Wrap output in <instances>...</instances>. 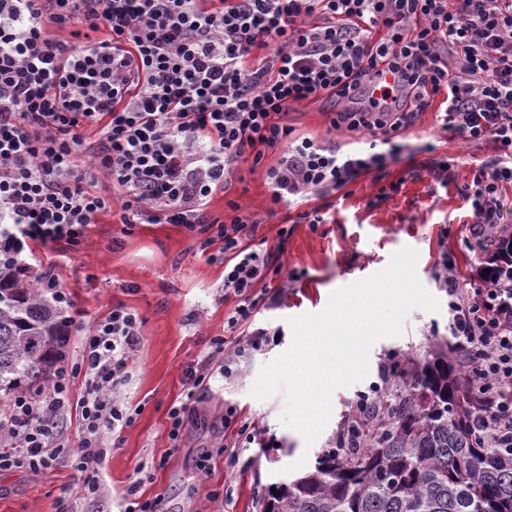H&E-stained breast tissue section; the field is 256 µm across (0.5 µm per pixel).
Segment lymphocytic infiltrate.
Listing matches in <instances>:
<instances>
[{
  "mask_svg": "<svg viewBox=\"0 0 512 512\" xmlns=\"http://www.w3.org/2000/svg\"><path fill=\"white\" fill-rule=\"evenodd\" d=\"M385 73L392 82L378 83ZM438 97L442 129L496 151L470 196L469 233L482 240L501 226L512 185V0H0V266L38 269L36 290L81 334L77 359L61 357L39 392L0 405V471L39 474L64 458L83 494L96 495L113 437L140 413L112 397L139 315L117 304L84 325L44 251L82 244L115 205L126 229L178 224L201 235L234 302L227 337L212 341L220 374L233 378L265 341L257 315L277 304L257 285L284 288L298 273L280 248L255 246L258 223L236 201L211 218L212 198L239 164H260L279 144L266 171L272 207L341 190L397 158L400 136ZM302 102L337 108L331 128L368 132L367 148L343 153L294 137L288 112ZM437 279L476 400L475 432L510 448L512 283L463 287L444 260ZM210 377L205 364L185 370V399L168 413L172 441ZM403 386L388 376L370 384L353 406L359 437L337 435V453L385 426L384 399Z\"/></svg>",
  "mask_w": 512,
  "mask_h": 512,
  "instance_id": "lymphocytic-infiltrate-1",
  "label": "lymphocytic infiltrate"
}]
</instances>
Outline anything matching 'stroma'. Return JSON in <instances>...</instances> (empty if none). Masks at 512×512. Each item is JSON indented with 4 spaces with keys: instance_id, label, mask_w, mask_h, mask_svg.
Segmentation results:
<instances>
[{
    "instance_id": "obj_1",
    "label": "stroma",
    "mask_w": 512,
    "mask_h": 512,
    "mask_svg": "<svg viewBox=\"0 0 512 512\" xmlns=\"http://www.w3.org/2000/svg\"><path fill=\"white\" fill-rule=\"evenodd\" d=\"M323 104L297 105L288 114L296 135L313 137L344 151L358 148L356 132L332 130ZM399 160L374 169L310 204L326 213L325 224L292 225L281 256L300 272L263 311L257 326L274 330L260 351L242 362L231 379L213 375L195 405L179 443L169 438L168 411L184 398L183 374L211 351L224 334L231 308L222 287L224 269L202 256L196 237L177 224H139L123 232L119 210L101 214L86 242L65 255L50 252L61 287L71 294L84 322L111 305L134 308L142 320L140 343L130 374L116 391L120 402L139 408L135 423L120 435L100 471L101 492L87 498L66 460L45 473L0 471V512H57L68 500L73 512H121L131 483L159 499L160 512H265L281 471L299 458L315 462L331 447L352 413L358 390L376 381L382 363L396 355L420 363L428 343L448 333V296L435 280V265L447 257L462 283L482 286L485 255L464 242L470 220L473 180L493 156L492 145H463L439 125L436 108L418 113L401 137ZM282 146L265 151L262 165L241 164L228 193L216 194L208 210L223 218L226 199L259 219L257 239L276 245L281 217H268L270 186L266 170ZM418 253L416 273L439 302L435 312L412 311L399 337L378 340L368 358V375L358 385L332 394V414L324 432L306 444L282 424L286 399L278 393L259 400L251 390L260 368L286 352L293 333L289 318L321 312L331 293L383 270L402 247ZM255 424L252 443L224 447V410Z\"/></svg>"
}]
</instances>
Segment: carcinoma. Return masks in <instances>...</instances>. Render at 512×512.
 <instances>
[{"instance_id":"carcinoma-1","label":"carcinoma","mask_w":512,"mask_h":512,"mask_svg":"<svg viewBox=\"0 0 512 512\" xmlns=\"http://www.w3.org/2000/svg\"><path fill=\"white\" fill-rule=\"evenodd\" d=\"M491 245L488 280H512V237ZM64 346L53 301L0 269V397L40 388ZM429 355L370 446L346 456L323 449L313 468L277 488L267 512H512V448L476 439L448 339Z\"/></svg>"}]
</instances>
